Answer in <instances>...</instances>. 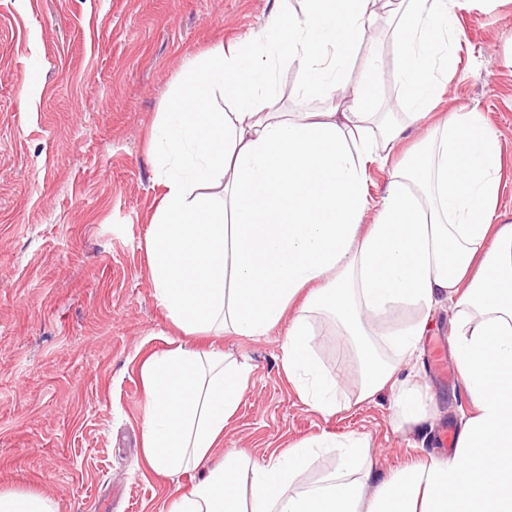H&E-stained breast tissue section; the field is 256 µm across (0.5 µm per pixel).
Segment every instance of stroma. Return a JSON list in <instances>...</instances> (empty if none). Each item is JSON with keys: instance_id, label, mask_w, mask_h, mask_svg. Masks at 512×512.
<instances>
[{"instance_id": "obj_1", "label": "stroma", "mask_w": 512, "mask_h": 512, "mask_svg": "<svg viewBox=\"0 0 512 512\" xmlns=\"http://www.w3.org/2000/svg\"><path fill=\"white\" fill-rule=\"evenodd\" d=\"M302 0H0V490L25 489L59 512H165L169 478L145 467L139 363L182 341L151 284L145 238L159 204L152 128L170 111L187 66ZM398 22L382 5L372 42L382 64V111L405 110L392 52ZM457 70L422 129L477 109L503 146L496 221L512 224V0H471L459 15ZM294 67L276 68V112L345 110L348 93L302 96ZM454 309L436 304L415 359L427 404L411 424L390 390L360 400L356 353L327 313L313 314L312 352L338 378L340 409L324 415L283 369L288 329L251 339L227 333L193 343L248 363L247 388L224 445L259 462L312 438L366 439L380 477L436 456L442 429L473 411L455 365L430 367L433 342L452 337Z\"/></svg>"}]
</instances>
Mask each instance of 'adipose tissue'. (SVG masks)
Here are the masks:
<instances>
[{"mask_svg":"<svg viewBox=\"0 0 512 512\" xmlns=\"http://www.w3.org/2000/svg\"><path fill=\"white\" fill-rule=\"evenodd\" d=\"M303 18L272 15L243 42L216 47L185 71L175 106L154 128L160 203L146 236L156 298L185 334L229 331L259 337L294 317L283 369L319 412L338 408V382L310 352V315L332 311L348 335L375 330L382 314L415 311L389 341V364L358 349L361 399L396 392L406 422L424 409L400 382L428 328L427 310L455 308L452 359L474 412L453 456L410 465L378 480L361 438L321 436L253 462L224 449L223 463L190 491L173 488L166 512H512V224L496 223L502 148L477 113L449 114L392 168L378 201L368 167L387 163L399 131L379 121L381 70L368 53L353 83L348 62L376 21L377 0H307ZM468 0H407L394 39L412 126L456 69L458 13ZM296 65L309 96L348 87L343 112L312 120L273 113L272 62ZM222 91L235 109L214 112ZM377 217L360 225L368 210ZM251 368L223 351L189 343L140 365L146 409L142 452L169 478L205 465L222 447ZM338 453L334 473L302 485L314 449Z\"/></svg>","mask_w":512,"mask_h":512,"instance_id":"adipose-tissue-1","label":"adipose tissue"}]
</instances>
